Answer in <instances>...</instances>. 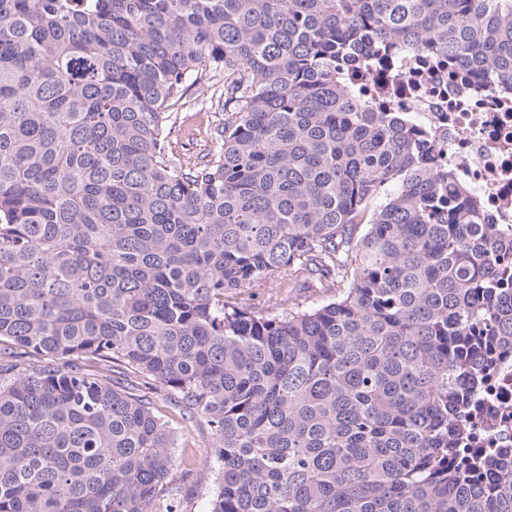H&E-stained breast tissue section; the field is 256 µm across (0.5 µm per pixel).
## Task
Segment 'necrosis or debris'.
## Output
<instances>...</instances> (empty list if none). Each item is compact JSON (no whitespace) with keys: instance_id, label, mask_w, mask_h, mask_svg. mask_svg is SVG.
<instances>
[{"instance_id":"obj_1","label":"necrosis or debris","mask_w":512,"mask_h":512,"mask_svg":"<svg viewBox=\"0 0 512 512\" xmlns=\"http://www.w3.org/2000/svg\"><path fill=\"white\" fill-rule=\"evenodd\" d=\"M358 91L405 113L433 136L434 154L465 181L485 205L488 223L512 239V91L495 83L477 84L463 70L449 71L442 60L416 47L396 53L388 67ZM469 446L494 449L512 459V351H495L473 396Z\"/></svg>"}]
</instances>
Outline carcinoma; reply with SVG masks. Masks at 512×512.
I'll return each mask as SVG.
<instances>
[{
    "label": "carcinoma",
    "mask_w": 512,
    "mask_h": 512,
    "mask_svg": "<svg viewBox=\"0 0 512 512\" xmlns=\"http://www.w3.org/2000/svg\"><path fill=\"white\" fill-rule=\"evenodd\" d=\"M407 44L512 86V0H0V512H181L152 383L210 512H512L465 454L512 242L349 87ZM194 86L224 122L179 152ZM282 271L341 290L224 300ZM288 275L278 273L252 282L245 288L228 293L224 300L239 307L261 310L270 315H281L289 309L320 306L336 297L339 288H320L307 280L305 288H291ZM149 396L160 414L172 419L177 433L188 440L190 449L200 464L192 478L181 482L183 512H209L216 468L212 454L213 448H211L213 436L210 428L205 423H184L175 418L168 408L170 395L166 389L156 387L155 390L150 391Z\"/></svg>",
    "instance_id": "obj_1"
}]
</instances>
